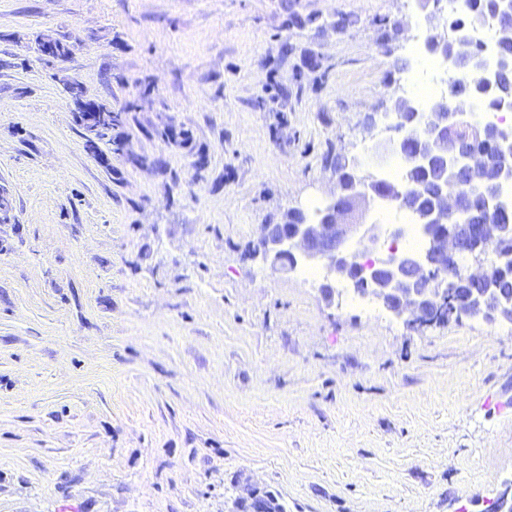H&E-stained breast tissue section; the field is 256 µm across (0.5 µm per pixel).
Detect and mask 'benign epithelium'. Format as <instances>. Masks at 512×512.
Segmentation results:
<instances>
[{"mask_svg": "<svg viewBox=\"0 0 512 512\" xmlns=\"http://www.w3.org/2000/svg\"><path fill=\"white\" fill-rule=\"evenodd\" d=\"M424 50L452 63L457 78L451 82L452 97L469 98L470 87L485 83L484 58L448 54V38L431 29ZM395 116L410 113L399 135L384 143L386 153L404 159L411 171L423 170L443 177L435 203L419 217L426 243L422 250L398 247L404 235L401 226L377 224L371 217L387 205L413 210L408 188L382 193L378 176L366 170L363 160L353 157L348 165L355 176L336 191L322 211L311 218L301 209L298 224H263L257 251L276 273H291L300 264L322 265L327 274L319 292L329 303L339 285L361 279L370 284L359 292L378 302L393 317L411 326H430L441 320L459 323L481 319L488 323H512V298H504L486 287L494 270L512 269V251L494 246L498 239H512L511 224H491L488 216L505 185L512 183V133L496 125H485L479 135L496 145L494 153L477 151L471 136L459 134L463 110L445 99L429 103L425 112L401 95L388 96ZM479 196L484 206L471 224H456L457 214L470 208Z\"/></svg>", "mask_w": 512, "mask_h": 512, "instance_id": "7a95c632", "label": "benign epithelium"}]
</instances>
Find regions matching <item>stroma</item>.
<instances>
[{
  "instance_id": "obj_1",
  "label": "stroma",
  "mask_w": 512,
  "mask_h": 512,
  "mask_svg": "<svg viewBox=\"0 0 512 512\" xmlns=\"http://www.w3.org/2000/svg\"><path fill=\"white\" fill-rule=\"evenodd\" d=\"M446 0H0V512H485L512 335L327 305L252 258ZM71 48L62 61L40 36ZM120 113L86 145L67 83Z\"/></svg>"
}]
</instances>
